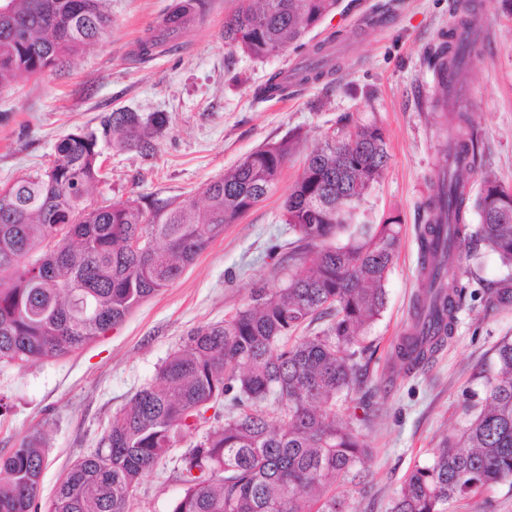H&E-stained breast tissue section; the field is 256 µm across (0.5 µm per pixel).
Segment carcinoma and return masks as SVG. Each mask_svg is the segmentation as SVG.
<instances>
[{
  "label": "carcinoma",
  "mask_w": 512,
  "mask_h": 512,
  "mask_svg": "<svg viewBox=\"0 0 512 512\" xmlns=\"http://www.w3.org/2000/svg\"><path fill=\"white\" fill-rule=\"evenodd\" d=\"M0 12V87L59 66L112 27L103 0H8ZM205 0H178L158 35L139 43L147 56L161 38L195 22ZM341 0H237L224 42L256 60L302 49ZM468 0L458 28L441 35L429 65L442 73L436 106L452 134L441 145L446 165L430 178L417 224L419 279L411 322L394 347L400 367L431 363L453 339L458 315L478 299L486 309L512 305V280L474 288L470 272L448 268L485 249L512 269V189L485 168L486 146L460 103L481 20ZM335 67L300 66L272 73L256 94L285 96ZM167 117L121 110L100 128L63 136L45 168L0 188V363L66 357L118 326L147 298L169 287L224 229L277 187L296 150L294 132L267 143L206 184L205 206L193 199L146 212L135 199L95 206L102 174L99 142L154 156ZM389 162L376 118H336L288 187L284 223L295 268L276 288H253L222 322L192 329L140 389L112 416L94 452L77 459L52 498H40L46 465L39 432L0 457V512H135L143 476L186 433L209 419L180 457L181 496L170 512H349L342 485L361 478L370 456L341 407L367 387L370 326L385 309L386 283L400 246L394 216L360 219V205ZM480 174L471 194L469 176ZM479 222H468L470 213ZM325 320L312 336L295 332ZM482 370L483 397L457 433L445 436L431 462L401 485L391 512H444L448 500L497 483L512 486V339ZM213 417H207L209 410Z\"/></svg>",
  "instance_id": "carcinoma-1"
}]
</instances>
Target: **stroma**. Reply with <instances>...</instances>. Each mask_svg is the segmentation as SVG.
Returning <instances> with one entry per match:
<instances>
[{
	"instance_id": "obj_1",
	"label": "stroma",
	"mask_w": 512,
	"mask_h": 512,
	"mask_svg": "<svg viewBox=\"0 0 512 512\" xmlns=\"http://www.w3.org/2000/svg\"><path fill=\"white\" fill-rule=\"evenodd\" d=\"M175 0H105L112 26L59 67L0 89V186L47 166L64 135L98 127L116 110L156 112L168 122L153 158L101 144L104 179L94 205L135 198L144 203L202 200L206 183L262 145L288 132L301 135L275 193L225 228L168 288L148 298L115 328L70 355L41 364H1L0 455L34 431L46 440L40 497L49 500L63 473L98 447L132 396L155 382L159 366L191 329L223 321L258 283L276 286L288 273L293 233L283 202L306 155L338 115L376 117L388 135L390 161L361 209L380 223L400 217L399 256L386 283L387 306L366 338L375 354L374 388L353 394L345 417L372 456L361 485L343 488L350 512H390L411 470L429 462L443 435L464 425V403L481 391L480 370L512 337V306L488 310L480 302L459 315L452 343L432 363L404 373L392 352L411 318L417 289L418 208L429 179L446 159V130L434 106L436 84L427 62L440 36L454 26L455 0H343L342 10L307 36L328 43L334 76L287 98L256 96L273 72L310 63L291 50L259 61L231 52L224 18L232 0H206L199 20L136 57L138 43L159 32ZM480 53L464 90L486 143L487 165L512 188V6L482 0ZM180 449H173L141 480L138 512H170L182 492ZM447 512H512V487L494 484L448 503Z\"/></svg>"
}]
</instances>
